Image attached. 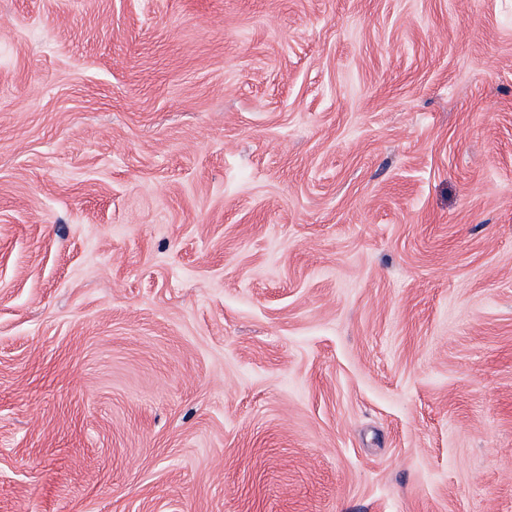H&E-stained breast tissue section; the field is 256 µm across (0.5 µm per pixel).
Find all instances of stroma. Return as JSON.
I'll use <instances>...</instances> for the list:
<instances>
[{"label": "stroma", "mask_w": 512, "mask_h": 512, "mask_svg": "<svg viewBox=\"0 0 512 512\" xmlns=\"http://www.w3.org/2000/svg\"><path fill=\"white\" fill-rule=\"evenodd\" d=\"M0 512H512V0H0Z\"/></svg>", "instance_id": "1"}]
</instances>
